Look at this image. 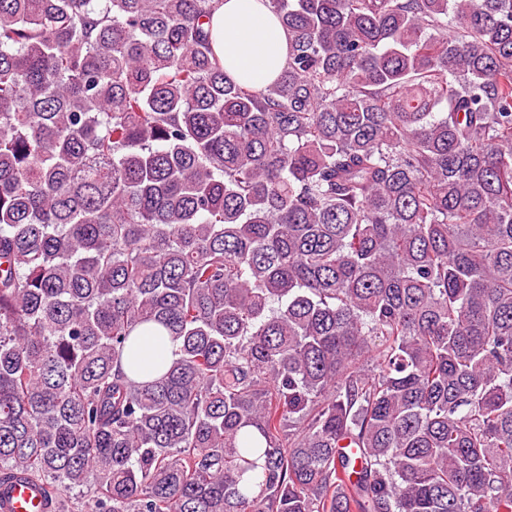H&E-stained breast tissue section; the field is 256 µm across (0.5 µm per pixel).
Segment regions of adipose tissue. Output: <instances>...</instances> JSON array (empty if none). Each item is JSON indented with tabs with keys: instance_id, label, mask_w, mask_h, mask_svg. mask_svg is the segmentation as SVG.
Here are the masks:
<instances>
[{
	"instance_id": "obj_1",
	"label": "adipose tissue",
	"mask_w": 512,
	"mask_h": 512,
	"mask_svg": "<svg viewBox=\"0 0 512 512\" xmlns=\"http://www.w3.org/2000/svg\"><path fill=\"white\" fill-rule=\"evenodd\" d=\"M211 31L226 73L256 89L277 77L288 56V36L264 0H223Z\"/></svg>"
}]
</instances>
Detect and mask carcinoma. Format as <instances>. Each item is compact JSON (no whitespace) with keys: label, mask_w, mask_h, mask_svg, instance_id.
I'll return each instance as SVG.
<instances>
[{"label":"carcinoma","mask_w":512,"mask_h":512,"mask_svg":"<svg viewBox=\"0 0 512 512\" xmlns=\"http://www.w3.org/2000/svg\"><path fill=\"white\" fill-rule=\"evenodd\" d=\"M219 2L0 0V488L512 512V0ZM211 31L226 73L256 89L277 77L288 56V36L261 0H225ZM172 350V345L168 342L167 338L161 339L159 336L143 333L140 336H136V346L133 353L124 356V368L129 373L131 368L134 369L140 366L141 374L146 375L154 370V367L147 362L148 359L157 352H161L167 360H170L172 358Z\"/></svg>","instance_id":"carcinoma-1"}]
</instances>
